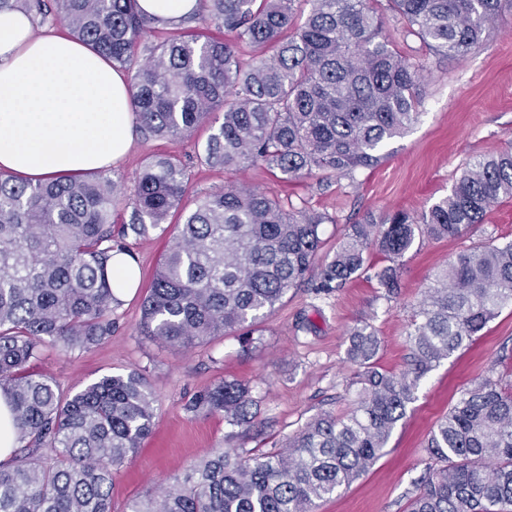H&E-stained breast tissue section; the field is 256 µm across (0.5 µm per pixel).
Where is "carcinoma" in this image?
I'll return each instance as SVG.
<instances>
[{
	"label": "carcinoma",
	"mask_w": 512,
	"mask_h": 512,
	"mask_svg": "<svg viewBox=\"0 0 512 512\" xmlns=\"http://www.w3.org/2000/svg\"><path fill=\"white\" fill-rule=\"evenodd\" d=\"M309 10L294 26L298 4ZM233 38L173 30L134 65L141 34L157 25L137 0H0L61 20L73 39L131 72L139 132L190 139L210 126L207 164L242 163L288 179L314 171L345 176L383 159L389 141L420 119L419 66L394 47L377 0H200ZM434 54L463 57L489 36L512 0H388ZM273 53L244 66L238 43ZM186 193L180 160L157 156L141 170L130 223L112 213L120 188L108 177L59 175L38 183L0 172V388L8 391L23 456L0 463V512H112V468L151 434L155 398L132 370L105 375L64 397L28 364L43 346L87 350L112 336L120 301L109 272L124 240L167 223ZM512 197V150L479 155L451 192L419 215L354 224L331 261L317 264L326 214L286 210L254 188L209 193L183 210L141 306L138 331L190 349L235 333L253 344L293 288L330 293L362 277L390 295L397 262L415 239H455ZM377 247L388 265L368 261ZM512 305V240L479 242L437 270L408 335L407 367L379 368V339L362 321L348 361L359 368L353 411L311 418L283 451L244 457L226 448L126 512H315L382 457L421 381ZM256 400L245 383L221 380L189 403L243 430ZM48 449L52 455H38ZM435 461L408 512H512V390L485 378L462 391L427 442Z\"/></svg>",
	"instance_id": "1"
}]
</instances>
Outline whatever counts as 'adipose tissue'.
Listing matches in <instances>:
<instances>
[{"mask_svg": "<svg viewBox=\"0 0 512 512\" xmlns=\"http://www.w3.org/2000/svg\"><path fill=\"white\" fill-rule=\"evenodd\" d=\"M133 148L131 82L95 49L0 13V171L97 173Z\"/></svg>", "mask_w": 512, "mask_h": 512, "instance_id": "ef3b65f1", "label": "adipose tissue"}]
</instances>
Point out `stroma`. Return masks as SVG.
Listing matches in <instances>:
<instances>
[{
  "label": "stroma",
  "mask_w": 512,
  "mask_h": 512,
  "mask_svg": "<svg viewBox=\"0 0 512 512\" xmlns=\"http://www.w3.org/2000/svg\"><path fill=\"white\" fill-rule=\"evenodd\" d=\"M378 8L397 49L423 70L422 117L405 137L386 145L381 163L346 176L316 172L290 181L260 165L224 171L201 163L199 153L209 134L205 126L192 139L139 134L131 155L107 172L121 188L116 210L122 219L131 216L144 161L158 154L180 159L190 197L229 186L250 187L285 207L328 214L318 257L322 263L332 259L351 225L377 221L396 210L417 214L447 195L470 159L496 153L512 140V15L503 17L467 56L447 60L430 53L417 37L402 35L385 0ZM490 237L512 239L511 198L493 207L470 235L417 238L401 260L400 286L393 295L362 279L329 294L304 286L289 291L259 326L252 347L224 335L184 350L137 332L141 302L171 235L159 230L131 235L125 245L135 258L139 283L115 309L111 337L88 350L43 347L31 367L66 394L103 375L133 369L149 383L157 405L153 431L132 458L112 471V505L115 512H125L131 500L157 493L216 450L276 452L317 414L354 408L358 372L346 356L349 330L362 321L372 324L380 340L378 365L400 373L408 354L407 332L432 275L460 250ZM488 376L512 388L510 306L422 381L385 454L359 479L322 501L317 512H407L417 480L432 463L425 448L430 432L462 390ZM223 379L248 382L257 400L249 433L235 438L223 414L197 415L186 408L193 395Z\"/></svg>",
  "instance_id": "stroma-1"
}]
</instances>
